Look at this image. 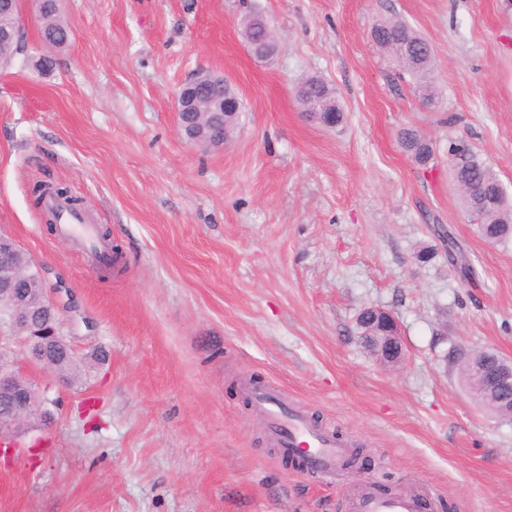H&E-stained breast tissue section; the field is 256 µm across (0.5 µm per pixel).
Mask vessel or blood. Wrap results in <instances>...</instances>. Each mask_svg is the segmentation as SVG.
I'll return each mask as SVG.
<instances>
[{"label": "vessel or blood", "mask_w": 512, "mask_h": 512, "mask_svg": "<svg viewBox=\"0 0 512 512\" xmlns=\"http://www.w3.org/2000/svg\"><path fill=\"white\" fill-rule=\"evenodd\" d=\"M58 231L66 239L93 242L98 254L110 251L106 240L97 238L83 216L64 212ZM250 397L282 454L303 456L309 471L330 478L336 476L348 452L344 443L311 426L299 410L287 407L280 391L272 387L251 390ZM421 508L422 502L416 495H382L369 486L363 487L350 504L351 512H420Z\"/></svg>", "instance_id": "vessel-or-blood-1"}]
</instances>
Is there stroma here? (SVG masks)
Masks as SVG:
<instances>
[{
    "label": "stroma",
    "mask_w": 512,
    "mask_h": 512,
    "mask_svg": "<svg viewBox=\"0 0 512 512\" xmlns=\"http://www.w3.org/2000/svg\"><path fill=\"white\" fill-rule=\"evenodd\" d=\"M252 12L279 35L270 61L245 43ZM62 13L71 41L51 74L34 68L31 22L0 68V233L40 271L84 375L55 382L23 338L8 343L52 420L0 455V512H348L369 483L430 512H512V421L471 398L456 362L512 361V239L478 235L448 169L466 140L512 195V0H62ZM392 18L433 46L434 105L372 39ZM201 67L242 102L208 149L175 127ZM308 75L335 88L338 127L296 100ZM405 127L431 141L432 167L403 151ZM36 178L65 182L109 229L119 271L48 228ZM368 306L396 318L401 363L361 344ZM249 384L277 387L358 466L329 480L286 466Z\"/></svg>",
    "instance_id": "1"
}]
</instances>
